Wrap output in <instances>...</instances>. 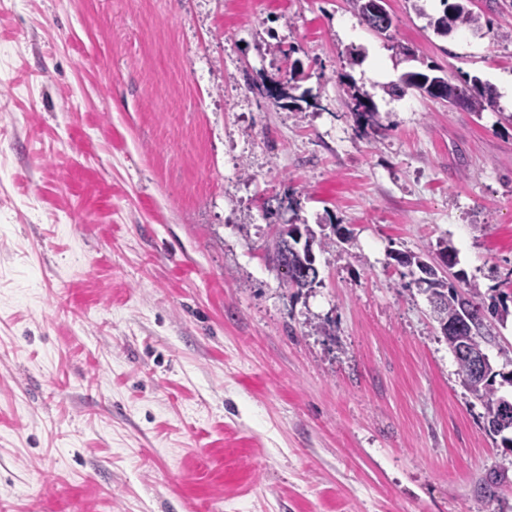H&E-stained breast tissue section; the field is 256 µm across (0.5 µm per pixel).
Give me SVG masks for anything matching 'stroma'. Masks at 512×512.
<instances>
[{
    "label": "stroma",
    "instance_id": "35a3bbf8",
    "mask_svg": "<svg viewBox=\"0 0 512 512\" xmlns=\"http://www.w3.org/2000/svg\"><path fill=\"white\" fill-rule=\"evenodd\" d=\"M423 5L386 0L385 37L348 0H0V512L512 507V448L393 259L446 243L512 290V0L445 37ZM281 224L350 230L321 285L285 286ZM441 83L446 91L445 97L448 98V85L451 88L453 97L462 103V107L468 112H483L487 106L492 102L491 93L485 87H482L477 79L473 80L472 85L467 81L464 84L456 85L448 81L447 78L439 75H429L421 72H408L405 73L400 83L390 84L386 88V92L395 97H401L405 94V88H414L418 90L419 94L428 98H442L443 89L440 86L435 87L436 84Z\"/></svg>",
    "mask_w": 512,
    "mask_h": 512
}]
</instances>
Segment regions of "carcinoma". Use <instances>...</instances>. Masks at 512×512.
<instances>
[{"instance_id": "obj_1", "label": "carcinoma", "mask_w": 512, "mask_h": 512, "mask_svg": "<svg viewBox=\"0 0 512 512\" xmlns=\"http://www.w3.org/2000/svg\"><path fill=\"white\" fill-rule=\"evenodd\" d=\"M353 5L360 21L378 34H384L389 27H382L375 20L368 18L364 13V0H349ZM443 6L442 13L431 16L417 5L415 10L421 16L428 19V25L439 36L448 35V13L454 14L455 26L464 27L474 33L482 31L480 16L476 15L466 6V0H440ZM451 88L453 97L462 103V107L470 112H482L492 102L491 93L482 87L478 80L472 84L456 85L447 78L439 75H429L421 72H408L404 74L400 82L387 86L386 92L395 97H401L405 90L414 88L423 97L436 98L434 92L437 84ZM376 111L372 105L363 99L355 98L354 115L363 124L371 125L375 122ZM299 232L304 241H313L321 251L334 244V241L326 236L318 237L315 231L307 224H282L271 240L269 251L271 256L278 255L276 247L284 238L293 237V232ZM405 267H414L420 273L419 279L429 282L425 289L428 296L437 299L439 311L436 315L449 323L460 325L459 330L452 334L443 333L448 342V348L456 359L460 373L463 377H469V367L465 359L458 355L462 346H471L482 351L497 345V336L493 334L492 321L499 322L509 315V309L504 301L496 296H485L480 288L469 285L464 292L458 290L449 283L445 277L439 275L435 265L429 263L424 257L416 254H402ZM316 266V254L308 251L303 245L296 246V251L288 254V273L285 283L291 288H311L315 281L308 280L304 270ZM499 373L492 371L486 377L471 380L466 383L470 393L479 400L484 407V428L492 436H502V443L506 447H512V437L504 436V432L512 431V398L498 394L496 377Z\"/></svg>"}]
</instances>
